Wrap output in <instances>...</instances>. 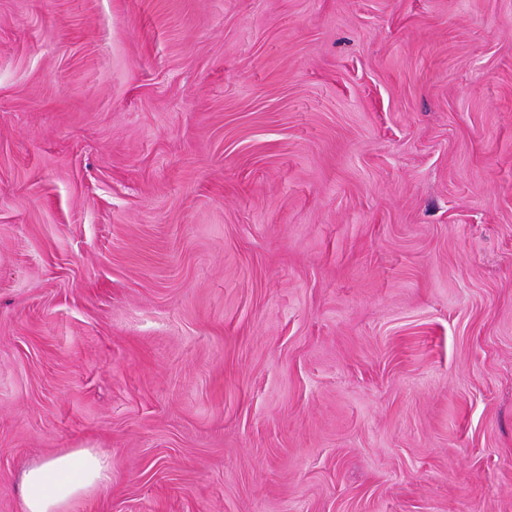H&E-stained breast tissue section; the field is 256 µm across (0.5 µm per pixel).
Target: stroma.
I'll list each match as a JSON object with an SVG mask.
<instances>
[{"label":"stroma","instance_id":"35a3bbf8","mask_svg":"<svg viewBox=\"0 0 512 512\" xmlns=\"http://www.w3.org/2000/svg\"><path fill=\"white\" fill-rule=\"evenodd\" d=\"M512 512V0H0V512ZM111 482L105 458L89 448L73 449L23 473V512H71L76 500L106 490Z\"/></svg>","mask_w":512,"mask_h":512}]
</instances>
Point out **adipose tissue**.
<instances>
[{
	"instance_id": "obj_1",
	"label": "adipose tissue",
	"mask_w": 512,
	"mask_h": 512,
	"mask_svg": "<svg viewBox=\"0 0 512 512\" xmlns=\"http://www.w3.org/2000/svg\"><path fill=\"white\" fill-rule=\"evenodd\" d=\"M109 462L88 448H76L29 467L22 477L23 512H71L73 503L106 490Z\"/></svg>"
}]
</instances>
